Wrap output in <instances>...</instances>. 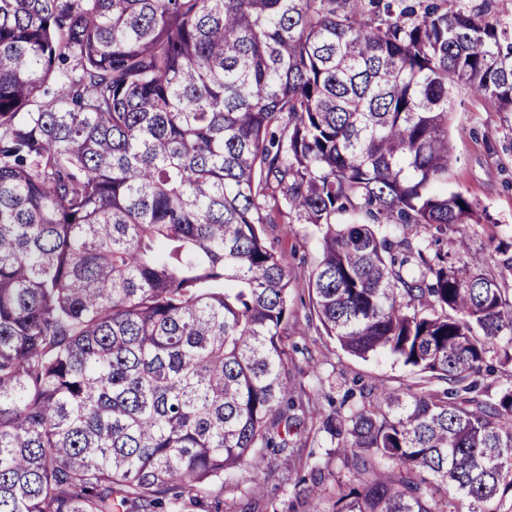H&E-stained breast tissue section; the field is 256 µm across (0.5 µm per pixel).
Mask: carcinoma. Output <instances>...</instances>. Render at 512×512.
Wrapping results in <instances>:
<instances>
[{"label":"carcinoma","instance_id":"carcinoma-1","mask_svg":"<svg viewBox=\"0 0 512 512\" xmlns=\"http://www.w3.org/2000/svg\"><path fill=\"white\" fill-rule=\"evenodd\" d=\"M461 91L512 112L492 0H0V512L203 510L314 414L336 512H512V388L475 380L512 242L440 246L492 221L446 189ZM267 224L321 228L326 335L447 388L311 410Z\"/></svg>","mask_w":512,"mask_h":512}]
</instances>
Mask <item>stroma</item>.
Returning <instances> with one entry per match:
<instances>
[{
	"label": "stroma",
	"instance_id": "obj_1",
	"mask_svg": "<svg viewBox=\"0 0 512 512\" xmlns=\"http://www.w3.org/2000/svg\"><path fill=\"white\" fill-rule=\"evenodd\" d=\"M461 133L453 141L458 159L450 187L487 206L494 221L469 224L465 237L470 252L482 253L490 238H512V113L498 112L486 101L465 98L452 114ZM270 237L277 239L284 264L291 274L289 287V368L303 382L311 404L330 411L341 403L353 385L386 383L395 387H416L420 378L402 362L388 355L366 359L344 352L327 337L318 335L319 324L308 291L307 274L321 257V232L311 224H272ZM301 456L289 467L282 456L262 449L264 473L251 481L243 474L225 477L219 493L220 512H301L298 499L301 480L312 465H319L331 478L343 479L347 470L336 454V443L320 429L319 421H307L296 437Z\"/></svg>",
	"mask_w": 512,
	"mask_h": 512
}]
</instances>
